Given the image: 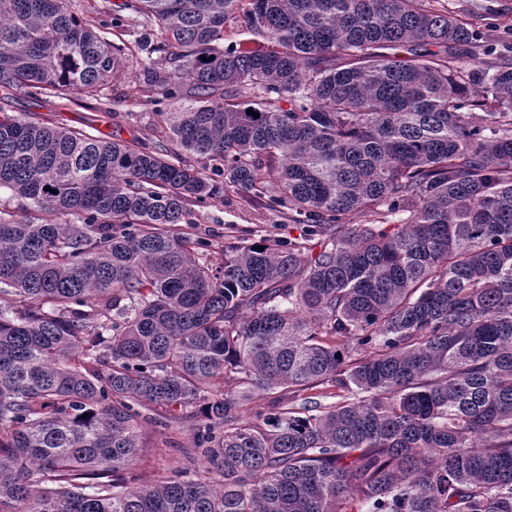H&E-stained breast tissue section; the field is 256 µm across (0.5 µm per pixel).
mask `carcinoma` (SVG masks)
Segmentation results:
<instances>
[{
    "label": "carcinoma",
    "mask_w": 512,
    "mask_h": 512,
    "mask_svg": "<svg viewBox=\"0 0 512 512\" xmlns=\"http://www.w3.org/2000/svg\"><path fill=\"white\" fill-rule=\"evenodd\" d=\"M123 9L0 0V189L55 217L0 216V512H512L509 51L428 0ZM132 61L152 149L11 110ZM231 194L302 234L212 264ZM198 402L217 478L126 489L141 410ZM110 3H107L108 5H111V10L108 14H97L95 10L93 9L94 5H101L105 4L103 0H68V5L71 11L78 14L80 17H84L87 19H95L100 23L107 24L110 32L117 33L118 31L123 33L124 35L122 38H124L125 41L134 40L135 36H128L125 34H134L132 27H127L125 24H127L124 21V17L126 15L125 12H117L115 11L116 8L114 4L122 3L123 0H109ZM113 8V10H112ZM122 15V16H121ZM113 22V27H112ZM121 24H124L121 28H116V26H121Z\"/></svg>",
    "instance_id": "1"
}]
</instances>
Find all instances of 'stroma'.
Wrapping results in <instances>:
<instances>
[{
    "label": "stroma",
    "instance_id": "35a3bbf8",
    "mask_svg": "<svg viewBox=\"0 0 512 512\" xmlns=\"http://www.w3.org/2000/svg\"><path fill=\"white\" fill-rule=\"evenodd\" d=\"M435 8L454 6L457 13L472 22L479 41L494 44L496 50L512 45V0H431ZM158 102L143 93L132 79L107 80L99 96L84 99L82 104L63 105L58 99H33L17 91L12 109L47 125L82 128L114 139L149 142L161 140L154 126L153 114ZM193 228L197 236L212 245L214 263L224 261V246L251 230L288 239L299 236L300 228L288 218L287 210L264 209L238 197H231L223 207L193 206ZM152 411L141 417V446L134 465L126 473V486L135 489L157 483L174 472H188L191 478L207 480L208 471L200 450L194 445L199 422L197 408L175 411L166 424L154 421Z\"/></svg>",
    "mask_w": 512,
    "mask_h": 512
}]
</instances>
